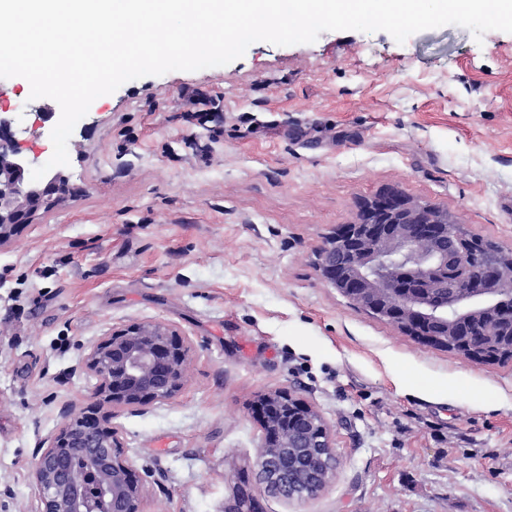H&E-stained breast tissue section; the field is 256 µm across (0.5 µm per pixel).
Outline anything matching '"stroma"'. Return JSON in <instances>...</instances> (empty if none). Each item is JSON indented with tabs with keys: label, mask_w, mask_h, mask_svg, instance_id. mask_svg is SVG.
<instances>
[{
	"label": "stroma",
	"mask_w": 512,
	"mask_h": 512,
	"mask_svg": "<svg viewBox=\"0 0 512 512\" xmlns=\"http://www.w3.org/2000/svg\"><path fill=\"white\" fill-rule=\"evenodd\" d=\"M0 79L37 168L57 106ZM61 172L77 197L0 246V512H33L30 463L90 345L161 322L193 344L181 392L117 422L143 512H512V362L420 346L316 270L325 237L386 188L512 250V33L445 25L397 43L327 31L95 100ZM291 388L326 420L336 473L289 502L257 484L250 410Z\"/></svg>",
	"instance_id": "35a3bbf8"
}]
</instances>
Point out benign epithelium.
I'll use <instances>...</instances> for the list:
<instances>
[{
  "instance_id": "1",
  "label": "benign epithelium",
  "mask_w": 512,
  "mask_h": 512,
  "mask_svg": "<svg viewBox=\"0 0 512 512\" xmlns=\"http://www.w3.org/2000/svg\"><path fill=\"white\" fill-rule=\"evenodd\" d=\"M31 173L12 118L1 112L0 244L39 211L77 194L60 173L37 181ZM317 267L356 307L423 347L469 359L512 353V255L397 191L364 200L353 221L325 239ZM190 352L188 339L159 322L132 324L91 344L84 366L95 385L81 404L61 406L60 426L30 464L34 512H90L91 484L107 497L108 512H142L143 483L112 419L118 410L175 397ZM106 405L112 412L103 411ZM252 409L263 430L253 463L259 484L289 502L318 496L336 469L321 414L283 389L259 395ZM252 498L247 485H237L226 512H243Z\"/></svg>"
}]
</instances>
